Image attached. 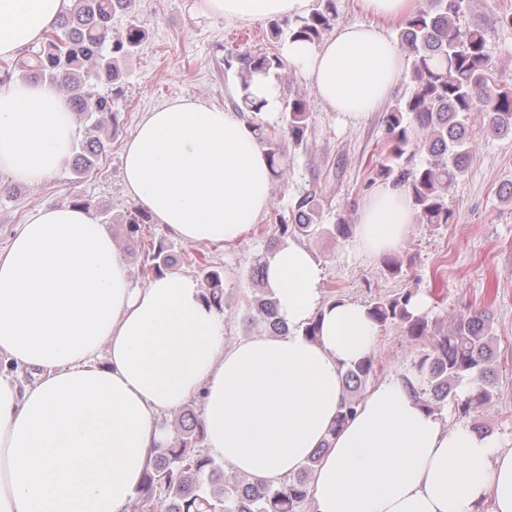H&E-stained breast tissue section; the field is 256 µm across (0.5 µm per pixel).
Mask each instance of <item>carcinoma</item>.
<instances>
[{
	"instance_id": "obj_1",
	"label": "carcinoma",
	"mask_w": 512,
	"mask_h": 512,
	"mask_svg": "<svg viewBox=\"0 0 512 512\" xmlns=\"http://www.w3.org/2000/svg\"><path fill=\"white\" fill-rule=\"evenodd\" d=\"M473 0H426V6L404 20L400 46L410 61V95L386 114L385 135L396 157L407 149L425 154L415 167L385 166L378 176L406 191L411 207L422 224H447L451 218L448 192L462 176L472 158L471 130L479 120L484 132L494 137L512 136V88L498 83L486 52V33L478 25L464 22ZM133 0H73L72 7L58 21L39 47L28 49L0 72V84L18 78L48 81L70 97L72 111L82 115L85 126L75 142L73 171L80 174L109 148L112 128L117 126V104L122 92L125 66L146 38V31L130 23L123 34L112 36V18L128 13ZM336 0H317L316 7L288 26L293 39L318 41L336 21ZM241 81V103L258 111L262 102L251 92L253 75L283 68L282 60L265 53L246 51L236 55ZM285 123L281 136L269 138L258 129L268 149L271 168L281 176L288 169L284 141L303 144L310 113L298 96L283 105ZM282 237H313L325 232L316 195L303 196L290 215L278 217ZM203 298L224 311L221 274L206 263L199 264ZM416 289L410 283L392 297L368 301L370 315L384 326H400L414 340L428 338L426 353L415 362L422 375L419 396L434 412L451 400L461 415L489 404L496 393L493 366L497 336L486 310L463 308L450 320H430L412 311ZM248 319L273 334L288 331L280 317L277 300L260 287L249 308ZM374 361L367 356L345 371L347 387L338 423L356 410L357 390L372 372ZM471 388L457 397L462 383ZM204 438L201 423L192 409L183 408L174 423L171 444L159 450L143 488L135 497L137 512H156L158 490L165 492L162 512H303L309 501L310 475L318 462L314 456L284 486H259L247 477L224 478V469L194 451Z\"/></svg>"
}]
</instances>
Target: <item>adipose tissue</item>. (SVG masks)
<instances>
[{"label": "adipose tissue", "mask_w": 512, "mask_h": 512, "mask_svg": "<svg viewBox=\"0 0 512 512\" xmlns=\"http://www.w3.org/2000/svg\"><path fill=\"white\" fill-rule=\"evenodd\" d=\"M314 0H198L208 17L250 25L308 15ZM72 0H0V59L40 43ZM328 111H375L404 74L385 29L336 26L289 41ZM259 115L197 98L145 113L122 151L126 192L192 243H239L268 211L274 178L258 119L276 114L272 77L257 76ZM75 137L69 99L48 82L0 85V174L40 183L65 169ZM414 212L392 184L364 201L356 247L394 251ZM265 281L288 331L224 342V318L191 279L165 273L133 286L124 255L88 210L31 213L0 250V512H129L172 438L158 415L201 403L207 454L279 488L321 452L312 512H512V448L495 434L429 411L417 374L371 384L337 424L344 371L367 357L377 325L366 305L322 298L320 262L291 243ZM319 318L320 332L302 333ZM35 371L30 384L16 374Z\"/></svg>", "instance_id": "1"}]
</instances>
